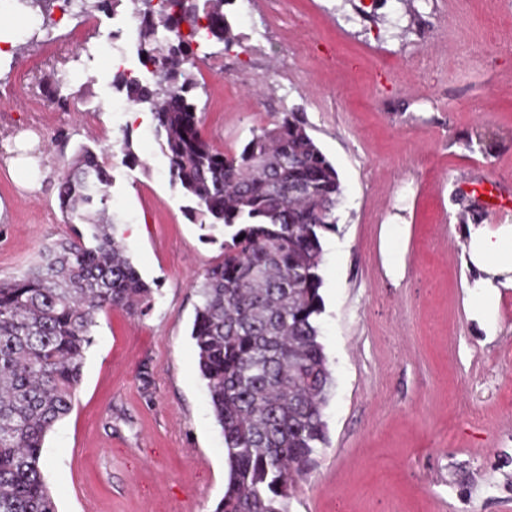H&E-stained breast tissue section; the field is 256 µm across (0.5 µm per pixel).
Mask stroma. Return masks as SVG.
<instances>
[{
  "label": "stroma",
  "mask_w": 512,
  "mask_h": 512,
  "mask_svg": "<svg viewBox=\"0 0 512 512\" xmlns=\"http://www.w3.org/2000/svg\"><path fill=\"white\" fill-rule=\"evenodd\" d=\"M133 9L122 0L93 29L69 16L0 55L13 98L0 141L42 128L26 170L0 152V277L87 233L64 222L57 185L80 147L106 150L117 235L153 301L142 316L99 314L44 475L59 512H212L224 437L190 333L196 284L223 252L171 185L153 120L108 109L135 55L83 50ZM224 17L233 45L212 44L194 71L205 137L237 153L274 115L299 113L343 187L324 239L327 442L289 512H512V288L486 335L461 260L465 222L512 219V0H236ZM54 68L82 93L70 110L38 84ZM487 179L500 210L469 191Z\"/></svg>",
  "instance_id": "stroma-1"
}]
</instances>
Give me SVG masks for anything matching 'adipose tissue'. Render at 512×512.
I'll return each mask as SVG.
<instances>
[{"instance_id": "obj_1", "label": "adipose tissue", "mask_w": 512, "mask_h": 512, "mask_svg": "<svg viewBox=\"0 0 512 512\" xmlns=\"http://www.w3.org/2000/svg\"><path fill=\"white\" fill-rule=\"evenodd\" d=\"M466 237L464 262L475 273L470 284L473 315L490 333L495 325L486 316L494 309L500 289L512 288V222L471 224Z\"/></svg>"}]
</instances>
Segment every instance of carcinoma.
<instances>
[{"instance_id": "cac0c4a2", "label": "carcinoma", "mask_w": 512, "mask_h": 512, "mask_svg": "<svg viewBox=\"0 0 512 512\" xmlns=\"http://www.w3.org/2000/svg\"><path fill=\"white\" fill-rule=\"evenodd\" d=\"M56 0H17L49 18ZM122 0H67L107 12ZM134 47L150 74L114 76L130 106L153 115L171 184L202 227L222 229L223 259L198 284L191 337L228 483L214 512H288L295 477L326 444L333 388L321 341L323 241L343 193L335 166L296 112L252 132L238 154L213 149L197 113L192 69L211 43L228 45L226 0H130ZM112 176L82 148L58 199L79 236L47 244L26 272L0 279V512H58L44 476L47 434L73 408L97 315L144 314L152 289L114 235Z\"/></svg>"}]
</instances>
